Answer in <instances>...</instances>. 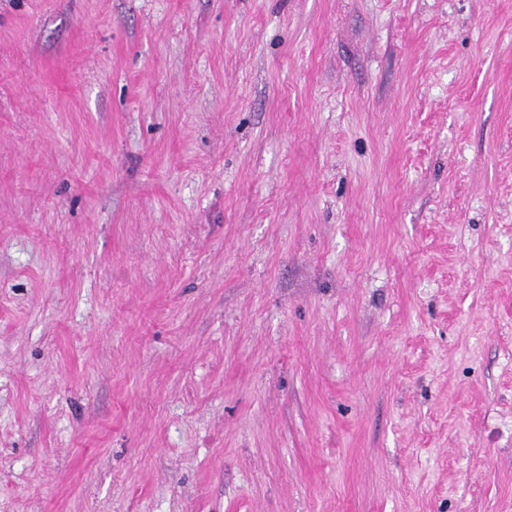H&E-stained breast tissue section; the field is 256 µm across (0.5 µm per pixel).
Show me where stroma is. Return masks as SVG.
Wrapping results in <instances>:
<instances>
[{
	"label": "stroma",
	"mask_w": 512,
	"mask_h": 512,
	"mask_svg": "<svg viewBox=\"0 0 512 512\" xmlns=\"http://www.w3.org/2000/svg\"><path fill=\"white\" fill-rule=\"evenodd\" d=\"M0 512H512V0H0Z\"/></svg>",
	"instance_id": "1"
}]
</instances>
